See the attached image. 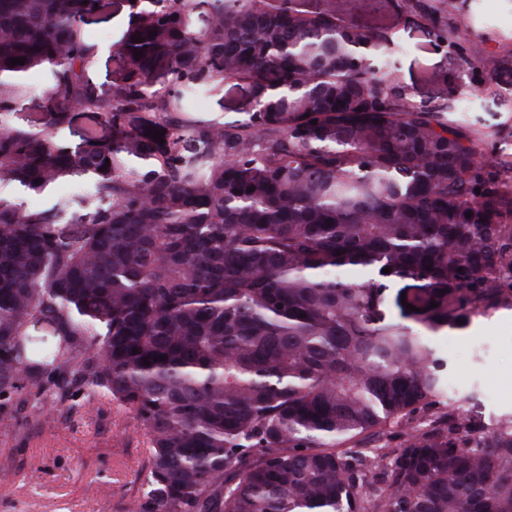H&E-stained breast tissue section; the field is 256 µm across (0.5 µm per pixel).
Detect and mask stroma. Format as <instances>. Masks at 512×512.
<instances>
[{
	"mask_svg": "<svg viewBox=\"0 0 512 512\" xmlns=\"http://www.w3.org/2000/svg\"><path fill=\"white\" fill-rule=\"evenodd\" d=\"M448 19L460 53L434 36L428 16L409 0H381L376 14L342 8V18L394 39L396 74L416 103L451 105L453 118L486 142L488 158L512 164V69L494 80L472 70V48L512 59V0H458ZM129 20L126 0H104L84 29L99 48L90 75L111 85L119 75L111 49ZM474 91L454 100L461 85ZM252 109L250 87L227 81L195 103L196 119L231 122ZM444 362V400L464 406L484 428L512 417V308L473 318L463 329L431 336ZM12 418L0 427V512H125L147 454V438L132 413L109 397L69 410L53 391L13 402Z\"/></svg>",
	"mask_w": 512,
	"mask_h": 512,
	"instance_id": "obj_1",
	"label": "stroma"
}]
</instances>
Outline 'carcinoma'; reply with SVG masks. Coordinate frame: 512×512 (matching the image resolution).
Wrapping results in <instances>:
<instances>
[{"label":"carcinoma","mask_w":512,"mask_h":512,"mask_svg":"<svg viewBox=\"0 0 512 512\" xmlns=\"http://www.w3.org/2000/svg\"><path fill=\"white\" fill-rule=\"evenodd\" d=\"M98 6L0 0V117L50 75L43 129L0 123V422L25 389L125 406L148 439L130 512H512V418L442 401L379 284L412 280L422 312L396 304L434 333L512 306V175L482 137L417 105L336 0H135L110 88ZM227 79L247 119L188 114ZM76 104L94 125L72 145L52 130ZM76 171L89 207L25 206Z\"/></svg>","instance_id":"obj_1"}]
</instances>
